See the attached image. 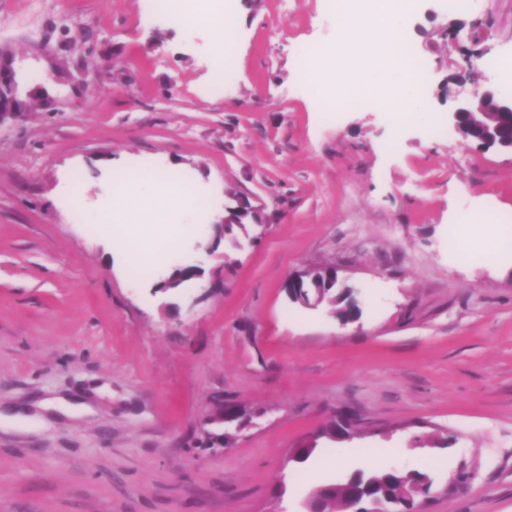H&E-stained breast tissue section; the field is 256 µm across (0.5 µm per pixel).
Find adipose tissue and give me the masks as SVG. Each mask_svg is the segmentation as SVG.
Here are the masks:
<instances>
[{
    "instance_id": "1",
    "label": "adipose tissue",
    "mask_w": 512,
    "mask_h": 512,
    "mask_svg": "<svg viewBox=\"0 0 512 512\" xmlns=\"http://www.w3.org/2000/svg\"><path fill=\"white\" fill-rule=\"evenodd\" d=\"M405 16V9L394 8L392 0H359L355 10L339 18L340 26L352 36L345 50L351 53L357 44L374 42L380 67L369 70L358 63L344 79L313 64L303 71L304 81L327 102L340 95L374 97L389 111L419 116L424 107L416 85L404 78L406 61L400 31ZM198 201L187 183L138 172L115 186L112 208L102 225L105 231L116 232L132 264L151 267L163 261L167 247L177 243L186 231L185 225L169 222L168 210L188 212Z\"/></svg>"
}]
</instances>
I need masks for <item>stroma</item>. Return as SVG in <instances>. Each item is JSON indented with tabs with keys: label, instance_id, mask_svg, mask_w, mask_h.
I'll return each mask as SVG.
<instances>
[{
	"label": "stroma",
	"instance_id": "35a3bbf8",
	"mask_svg": "<svg viewBox=\"0 0 512 512\" xmlns=\"http://www.w3.org/2000/svg\"><path fill=\"white\" fill-rule=\"evenodd\" d=\"M233 14L216 91L214 27L147 0H0V47L36 82L0 124V512H300L371 452L433 477L428 512H512V250L464 262L449 241L488 206L512 214V154L428 125L494 85L485 59L512 62V0L418 9L427 117L400 124L329 116L301 78L311 47L351 71L328 0ZM136 169L204 190L177 221L244 201L261 222L210 254L187 234L169 264L198 285L153 292L98 226ZM325 266L355 319L289 298L291 274ZM227 403L240 419L214 423ZM342 413L360 436L289 462Z\"/></svg>",
	"mask_w": 512,
	"mask_h": 512
}]
</instances>
